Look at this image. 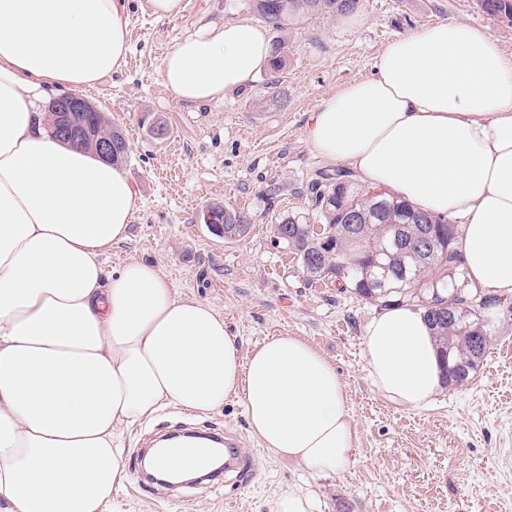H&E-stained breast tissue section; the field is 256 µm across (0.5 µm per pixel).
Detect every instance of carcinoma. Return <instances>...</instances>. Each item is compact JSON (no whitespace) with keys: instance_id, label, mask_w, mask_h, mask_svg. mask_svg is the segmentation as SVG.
Listing matches in <instances>:
<instances>
[{"instance_id":"1","label":"carcinoma","mask_w":512,"mask_h":512,"mask_svg":"<svg viewBox=\"0 0 512 512\" xmlns=\"http://www.w3.org/2000/svg\"><path fill=\"white\" fill-rule=\"evenodd\" d=\"M246 9L257 13L273 29L282 31L314 15H342L357 9L359 0H242ZM488 15L512 20V0H481ZM374 187L363 185L353 173L338 168L323 174L309 187L308 215H287L279 224L287 239L283 244L297 255L299 262L314 258L319 266H301L313 280H331L345 292L381 306L412 304L424 311L433 327L435 340L445 369V385H458L476 373L492 343V336L480 321L476 298L465 288L458 252L455 248L459 225L415 208L407 201L385 191L372 194ZM363 213L359 225L362 243L342 239L345 214L350 207ZM331 226L336 235L330 249L307 232L310 224ZM431 225L438 233L436 262L418 253L417 230ZM402 245L412 246L411 254L400 258L406 275L400 270L373 265L383 259V250L395 252V236ZM480 337L474 349L472 337Z\"/></svg>"}]
</instances>
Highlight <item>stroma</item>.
I'll use <instances>...</instances> for the list:
<instances>
[{"instance_id": "stroma-1", "label": "stroma", "mask_w": 512, "mask_h": 512, "mask_svg": "<svg viewBox=\"0 0 512 512\" xmlns=\"http://www.w3.org/2000/svg\"><path fill=\"white\" fill-rule=\"evenodd\" d=\"M129 53L120 72L85 92L126 135L124 170L139 199L130 237L107 265L155 263L178 293L209 303L241 350L265 337L305 338L346 384L356 445L330 476H311L275 459L251 437L240 399L206 416L229 429L257 460L247 486L200 484L177 498L137 480L113 493L106 512H267L266 503L300 484L318 512H512V296L497 302L492 346L464 384L443 388L424 409L398 408L371 387L364 327L376 305L327 281H309L295 254L275 242L272 224L307 213L309 184L337 161L318 153L306 126L321 101L370 77L396 37L441 21L486 28L512 59V22L483 12L479 0H360L361 22L315 15L284 31L288 46L277 85L260 72L244 89L206 103L178 100L164 85L165 55L201 25L246 18L239 0H184L180 15L156 18L144 0H125ZM168 133L155 137L151 122ZM247 214L248 235L227 241L202 221L205 206ZM169 407L125 434L126 465L136 471L140 440L189 419Z\"/></svg>"}]
</instances>
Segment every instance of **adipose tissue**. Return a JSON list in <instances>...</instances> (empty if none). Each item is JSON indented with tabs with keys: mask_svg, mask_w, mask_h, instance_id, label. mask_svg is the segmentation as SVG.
<instances>
[{
	"mask_svg": "<svg viewBox=\"0 0 512 512\" xmlns=\"http://www.w3.org/2000/svg\"><path fill=\"white\" fill-rule=\"evenodd\" d=\"M124 0H0V512H104L130 477L127 428L167 407L200 416L241 397L275 457L332 474L355 433L346 385L297 336L241 353L209 304L157 265L110 270L138 199L119 164L65 144L44 104L118 71ZM270 38L249 20L209 25L161 63L177 99L249 84ZM307 138L362 180L461 226L469 285L512 296V61L491 35L442 22L391 41L371 78L324 100ZM374 390L403 409L443 387L422 310L392 305L364 329Z\"/></svg>",
	"mask_w": 512,
	"mask_h": 512,
	"instance_id": "1",
	"label": "adipose tissue"
}]
</instances>
